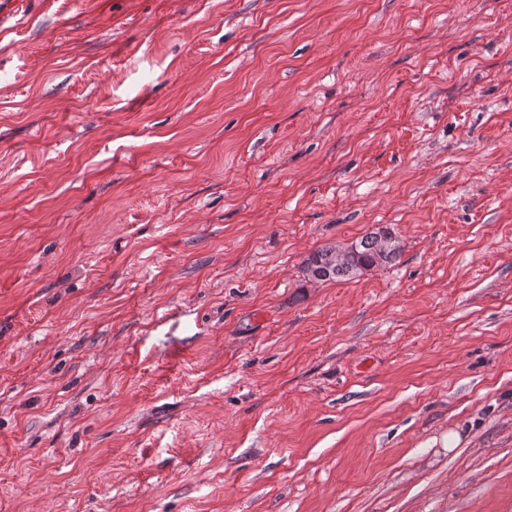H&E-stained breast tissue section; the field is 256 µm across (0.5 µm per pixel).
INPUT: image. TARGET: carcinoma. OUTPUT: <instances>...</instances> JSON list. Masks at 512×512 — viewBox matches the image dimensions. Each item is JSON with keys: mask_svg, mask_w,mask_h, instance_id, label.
Returning a JSON list of instances; mask_svg holds the SVG:
<instances>
[{"mask_svg": "<svg viewBox=\"0 0 512 512\" xmlns=\"http://www.w3.org/2000/svg\"><path fill=\"white\" fill-rule=\"evenodd\" d=\"M382 237L397 239L392 226L375 227L344 246L345 262L341 266L331 264V257L336 255L339 247L322 246L303 259L301 272L309 278L315 277L318 282H328L353 279L367 271L392 265L399 259L401 247L395 244L385 256H380L379 239Z\"/></svg>", "mask_w": 512, "mask_h": 512, "instance_id": "obj_1", "label": "carcinoma"}]
</instances>
